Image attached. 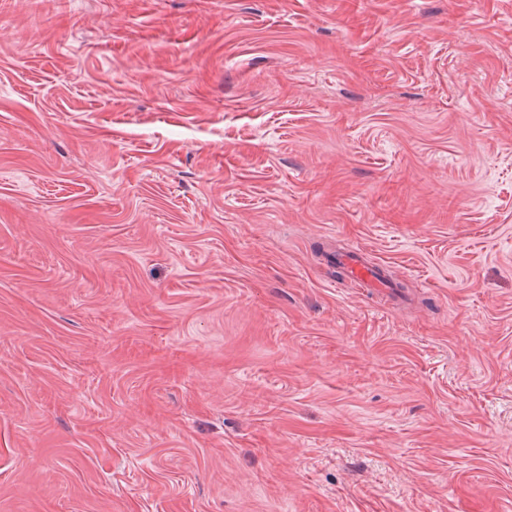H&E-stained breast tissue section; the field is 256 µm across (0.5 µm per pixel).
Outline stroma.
<instances>
[{"mask_svg": "<svg viewBox=\"0 0 512 512\" xmlns=\"http://www.w3.org/2000/svg\"><path fill=\"white\" fill-rule=\"evenodd\" d=\"M0 512H512V0H0ZM342 260L348 265L354 281L370 288L385 287V283L378 278V271L373 266L363 263L357 250L343 253Z\"/></svg>", "mask_w": 512, "mask_h": 512, "instance_id": "35a3bbf8", "label": "stroma"}]
</instances>
